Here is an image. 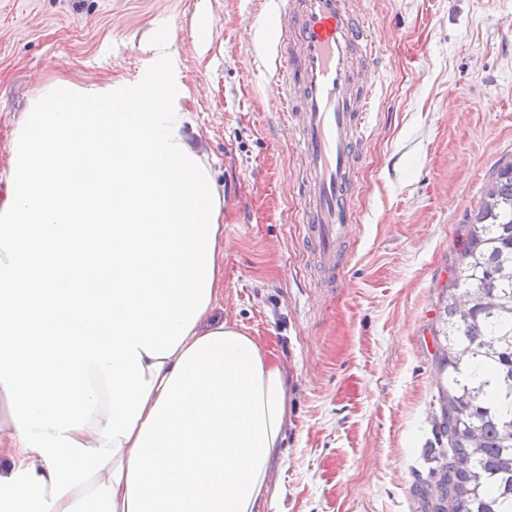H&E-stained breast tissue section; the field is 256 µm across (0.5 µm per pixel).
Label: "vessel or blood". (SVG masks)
<instances>
[{"instance_id": "1", "label": "vessel or blood", "mask_w": 512, "mask_h": 512, "mask_svg": "<svg viewBox=\"0 0 512 512\" xmlns=\"http://www.w3.org/2000/svg\"><path fill=\"white\" fill-rule=\"evenodd\" d=\"M270 84L300 150L304 225L328 275L354 219L355 174L375 107L374 23L357 0H275Z\"/></svg>"}]
</instances>
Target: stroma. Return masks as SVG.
<instances>
[{
  "instance_id": "1",
  "label": "stroma",
  "mask_w": 512,
  "mask_h": 512,
  "mask_svg": "<svg viewBox=\"0 0 512 512\" xmlns=\"http://www.w3.org/2000/svg\"><path fill=\"white\" fill-rule=\"evenodd\" d=\"M270 0H0V170L46 82L135 79L174 36L224 185V294L288 380L260 512H427L441 434L444 306L460 227L512 161V0H363L381 48L356 211L327 284L298 224V151L268 84ZM211 27L197 39L199 13Z\"/></svg>"
}]
</instances>
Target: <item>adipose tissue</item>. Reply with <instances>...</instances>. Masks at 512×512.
Instances as JSON below:
<instances>
[{
	"mask_svg": "<svg viewBox=\"0 0 512 512\" xmlns=\"http://www.w3.org/2000/svg\"><path fill=\"white\" fill-rule=\"evenodd\" d=\"M56 79L0 171V512H258L288 386L223 293L224 191L182 60ZM179 178L170 181L168 169Z\"/></svg>",
	"mask_w": 512,
	"mask_h": 512,
	"instance_id": "ef3b65f1",
	"label": "adipose tissue"
}]
</instances>
